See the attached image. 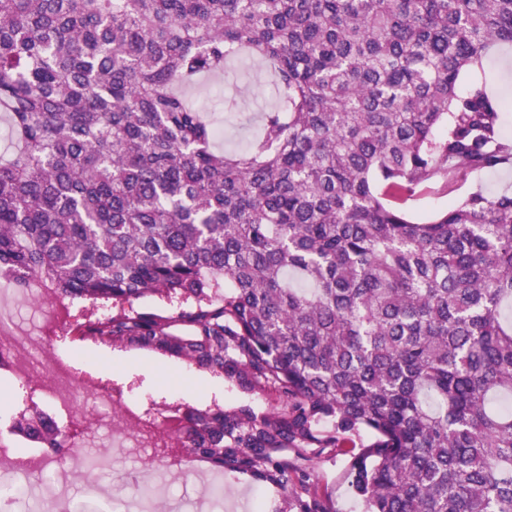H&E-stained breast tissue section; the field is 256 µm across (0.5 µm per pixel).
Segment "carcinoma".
Here are the masks:
<instances>
[{
	"label": "carcinoma",
	"mask_w": 512,
	"mask_h": 512,
	"mask_svg": "<svg viewBox=\"0 0 512 512\" xmlns=\"http://www.w3.org/2000/svg\"><path fill=\"white\" fill-rule=\"evenodd\" d=\"M500 44L512 0H0V279L120 307L83 336L273 387L279 415L188 410L173 435L273 464L300 512L330 510L267 451L362 430L365 512H512V192L404 207L512 166V103L458 89ZM241 55L275 99L224 152L184 89ZM151 293L189 310H125ZM10 434L63 453L37 406ZM459 191L449 193L441 182L430 181L415 197L407 200L405 207L412 213H431L445 209L456 201Z\"/></svg>",
	"instance_id": "cac0c4a2"
}]
</instances>
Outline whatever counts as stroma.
Listing matches in <instances>:
<instances>
[{"label":"stroma","mask_w":512,"mask_h":512,"mask_svg":"<svg viewBox=\"0 0 512 512\" xmlns=\"http://www.w3.org/2000/svg\"><path fill=\"white\" fill-rule=\"evenodd\" d=\"M229 80H202L188 89L189 98L207 109L211 119L224 131L218 145L236 150L255 133L258 114L268 103L270 75L259 65L243 66L239 60L229 63ZM111 303L91 306L89 302L74 300L59 305L52 290L12 293L0 299V315L13 328L36 337L40 334L43 318L57 320L61 337L60 350L71 353L83 376L111 389L116 405L138 403L141 409L157 417L162 424H170L173 416L188 409L208 411L223 408L234 412L250 409L258 414L278 411L276 396L257 383L242 384L229 380L223 374L196 366L177 355L144 348L127 342L102 344L79 337L78 324L89 316L113 313ZM45 407L46 401L37 383L26 377L0 374V420L9 421L27 406ZM72 418L61 419L68 443L67 452L54 462L52 480L40 475L29 478L28 500L20 502L15 512H60L62 507L82 503L92 506L90 490L118 499L132 498L143 479L155 477L169 488L168 496L159 500L165 512H232L243 505L247 512H296L297 505L272 474L242 465L224 468L223 502H216L212 488L204 476L210 465L193 467L192 456L180 444H168L158 458L157 468L145 466L143 459L132 458L118 447V439L111 431H103L94 444L80 441L76 428L82 412L92 403L76 397ZM106 455L111 466L104 472L86 478H73L69 472L72 459L87 453ZM273 459L288 460L298 474L304 475L312 492L330 512H361L362 505L350 485L349 472L352 453L337 448H307L298 452L291 448L273 451Z\"/></svg>","instance_id":"1"}]
</instances>
